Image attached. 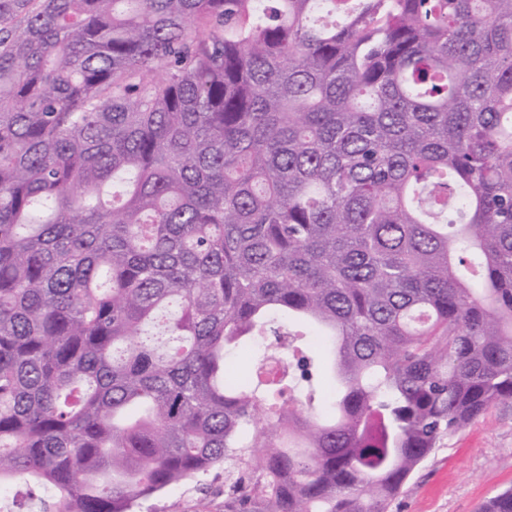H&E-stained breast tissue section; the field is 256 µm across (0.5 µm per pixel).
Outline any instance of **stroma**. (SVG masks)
I'll list each match as a JSON object with an SVG mask.
<instances>
[{"instance_id": "35a3bbf8", "label": "stroma", "mask_w": 512, "mask_h": 512, "mask_svg": "<svg viewBox=\"0 0 512 512\" xmlns=\"http://www.w3.org/2000/svg\"><path fill=\"white\" fill-rule=\"evenodd\" d=\"M512 488V403L444 438L413 473L392 512H477ZM134 512H224V468L139 500Z\"/></svg>"}]
</instances>
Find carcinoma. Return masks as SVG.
<instances>
[{
	"label": "carcinoma",
	"mask_w": 512,
	"mask_h": 512,
	"mask_svg": "<svg viewBox=\"0 0 512 512\" xmlns=\"http://www.w3.org/2000/svg\"><path fill=\"white\" fill-rule=\"evenodd\" d=\"M508 401L512 0H0V487L391 512ZM134 512H224V465L139 500Z\"/></svg>",
	"instance_id": "carcinoma-1"
}]
</instances>
